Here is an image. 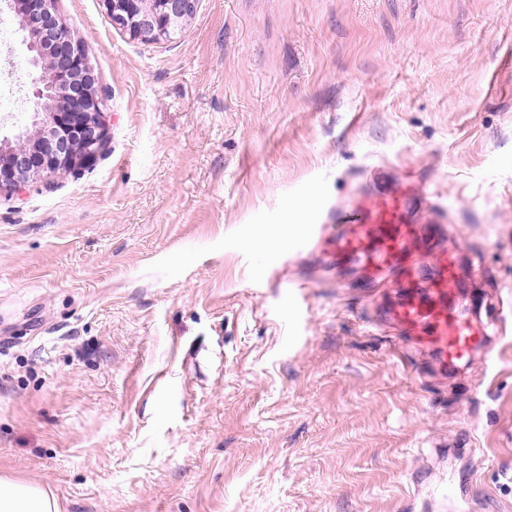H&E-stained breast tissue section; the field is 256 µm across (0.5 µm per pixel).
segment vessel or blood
<instances>
[{
	"label": "vessel or blood",
	"instance_id": "b4317fda",
	"mask_svg": "<svg viewBox=\"0 0 512 512\" xmlns=\"http://www.w3.org/2000/svg\"><path fill=\"white\" fill-rule=\"evenodd\" d=\"M417 194L415 182L401 181L355 200L337 215L341 231L334 245L340 254L360 258L376 271L396 274L403 290L390 318L410 343L429 350L448 369L468 360L488 340L460 307L463 285L445 245L446 226L436 221L417 227L409 218ZM418 248L437 254L436 270L422 286L413 283Z\"/></svg>",
	"mask_w": 512,
	"mask_h": 512
}]
</instances>
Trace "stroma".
I'll return each instance as SVG.
<instances>
[{"label":"stroma","mask_w":512,"mask_h":512,"mask_svg":"<svg viewBox=\"0 0 512 512\" xmlns=\"http://www.w3.org/2000/svg\"><path fill=\"white\" fill-rule=\"evenodd\" d=\"M54 7L107 143L0 196V475L60 512H512V0H200L152 44ZM392 180L437 194L492 361L436 371L332 256Z\"/></svg>","instance_id":"stroma-1"}]
</instances>
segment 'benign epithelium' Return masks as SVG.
<instances>
[{
  "instance_id": "benign-epithelium-1",
  "label": "benign epithelium",
  "mask_w": 512,
  "mask_h": 512,
  "mask_svg": "<svg viewBox=\"0 0 512 512\" xmlns=\"http://www.w3.org/2000/svg\"><path fill=\"white\" fill-rule=\"evenodd\" d=\"M27 33L32 52L34 131L11 141L0 139V194L57 174L92 166L106 143L103 99L98 78L82 42L74 39L54 8V0H7ZM112 23L157 41L180 30L195 16L199 0H104ZM51 72L50 109L40 108V71Z\"/></svg>"
}]
</instances>
